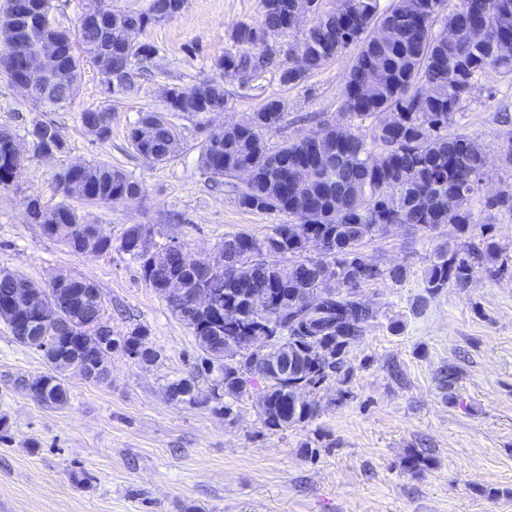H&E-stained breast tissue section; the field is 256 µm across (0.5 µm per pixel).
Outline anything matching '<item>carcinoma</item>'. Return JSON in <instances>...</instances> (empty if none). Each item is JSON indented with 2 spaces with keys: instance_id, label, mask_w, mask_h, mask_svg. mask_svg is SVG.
<instances>
[{
  "instance_id": "obj_1",
  "label": "carcinoma",
  "mask_w": 512,
  "mask_h": 512,
  "mask_svg": "<svg viewBox=\"0 0 512 512\" xmlns=\"http://www.w3.org/2000/svg\"><path fill=\"white\" fill-rule=\"evenodd\" d=\"M311 19L304 27L294 24L296 0H262L259 28L244 27L240 39L258 46V53L228 54L220 62L224 71L240 75L270 65V42L291 36L293 53L280 71V82L297 85L321 70L345 50L358 46L349 64L342 92L343 121L324 123L298 140L269 149L263 130L283 122L285 103L270 96L255 112L228 127L207 131L200 143L202 167L216 178H233L250 165L252 181L232 184L238 203L249 209L277 213L286 220L271 234L256 239L246 233L224 235L222 250L235 269L231 282L209 277L190 268L187 247L182 253L152 249L149 224L130 226L120 249L138 264L144 283L164 297L172 313L179 304L164 295V288L178 273L197 285L206 283L224 292V334L204 341L195 338L199 362L189 375L167 385L168 398L181 395L193 404L215 402V410L231 417L240 400L255 406L260 424L272 431L306 423L319 412L316 399L331 379L347 381L349 348L376 317L361 287L369 282H404L402 265L385 267L369 259L363 247L383 234L391 224L433 232L451 224L461 237L476 223L472 203L482 193L481 175L487 149L462 133H452L456 115L475 94L478 78L491 71L512 72V53L499 51L490 27L506 18L512 23V0H459L446 10L447 0H308ZM182 0H151L145 12H105L91 0L85 12L101 16L100 24L83 23L71 30L58 22L44 35L65 39L67 46H92L97 57L63 58L65 69L83 70L90 65L111 81L112 75L131 71L140 77L134 61L150 58L153 50L136 36L155 22L172 17ZM387 29L390 36L377 32ZM70 101V89L60 85L45 106L61 107ZM226 106L224 86L202 82L190 89L170 90L167 111L139 113L130 126L128 142L141 130L151 134L158 154L155 162L175 155L180 133L170 112L205 115ZM391 112L392 124L380 123ZM371 120L365 133L354 124ZM79 121L85 132L104 142L111 134L112 110L87 109ZM20 164L13 147L0 140V180L16 179ZM55 187L64 196L78 195L91 204H110L124 194L144 190L135 180L109 162L71 166L54 175ZM459 205L448 212V198ZM491 209L512 211V185L485 200ZM55 222L41 223L45 236L82 253L94 226L82 222L71 205L52 209ZM320 238L329 248L307 256L309 242ZM496 242L443 241L436 245L423 270L422 286L432 297L450 286L465 288L480 268L497 263ZM31 281L13 271L0 270V320L15 333L19 323L32 320V309L47 293L34 294L20 305L15 289ZM66 290L83 298L84 311L62 306L63 317L55 329L54 352L45 354L51 373L22 385L43 405L62 406L68 401L64 372L82 363L90 380L108 375L107 356L101 345L80 341L83 336H103L105 343L122 349L143 362L156 361L160 353L141 345V333L112 337L105 319L102 295L96 284L72 275ZM317 292L321 302L313 307L304 296ZM274 326L275 338L260 342L255 351L242 352L239 340ZM212 376L210 394L198 397L196 379ZM430 458L417 450L404 457L403 470L418 476Z\"/></svg>"
}]
</instances>
